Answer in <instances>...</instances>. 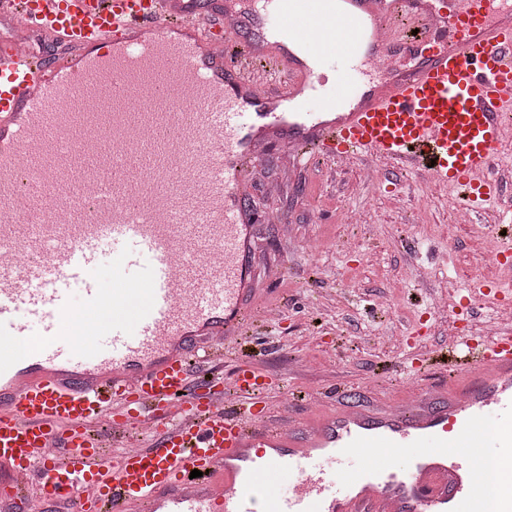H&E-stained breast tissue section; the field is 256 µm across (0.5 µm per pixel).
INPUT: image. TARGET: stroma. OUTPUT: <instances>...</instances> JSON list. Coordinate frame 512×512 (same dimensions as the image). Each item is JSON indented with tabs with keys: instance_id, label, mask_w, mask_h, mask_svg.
Segmentation results:
<instances>
[{
	"instance_id": "1",
	"label": "stroma",
	"mask_w": 512,
	"mask_h": 512,
	"mask_svg": "<svg viewBox=\"0 0 512 512\" xmlns=\"http://www.w3.org/2000/svg\"><path fill=\"white\" fill-rule=\"evenodd\" d=\"M279 152L259 166L252 203L273 207L291 224L258 228L254 247L265 259L254 276L265 285L266 264L282 265L279 310L263 326L253 362L273 374L270 422L302 419L301 392L339 383L363 409H397L444 382L439 369L410 371L420 349L439 350L455 334L436 301L453 303L472 281L489 278L512 294V270L490 262L502 245L499 227L512 220V190L481 216L458 223L451 189L432 188L424 175L376 162L377 182L358 159L298 165L292 183L265 197L262 184L280 179Z\"/></svg>"
}]
</instances>
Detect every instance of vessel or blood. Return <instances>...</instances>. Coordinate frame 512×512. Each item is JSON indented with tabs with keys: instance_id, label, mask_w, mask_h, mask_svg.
Returning <instances> with one entry per match:
<instances>
[{
	"instance_id": "1",
	"label": "vessel or blood",
	"mask_w": 512,
	"mask_h": 512,
	"mask_svg": "<svg viewBox=\"0 0 512 512\" xmlns=\"http://www.w3.org/2000/svg\"><path fill=\"white\" fill-rule=\"evenodd\" d=\"M0 20L56 50L0 42V502L484 512L493 447L497 512H512V325L415 353L448 384L411 408H352L336 385L309 425L267 424L274 380L253 364L229 382L191 371L242 349L258 319L248 200L271 146L384 158L469 212L492 197L494 158L512 151V0H0ZM175 28L193 39L170 42ZM135 31L152 47L121 44ZM106 70L111 111L72 136L59 103ZM106 241L108 288L94 274ZM489 294L466 289L449 320ZM80 315L101 316L99 344L75 341Z\"/></svg>"
}]
</instances>
